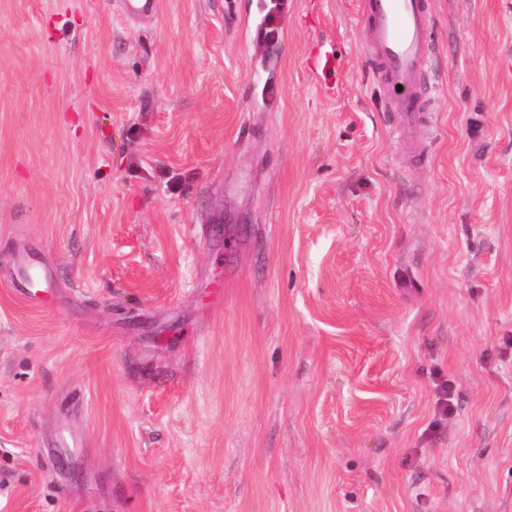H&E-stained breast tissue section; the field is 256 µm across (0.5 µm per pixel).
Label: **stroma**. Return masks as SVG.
<instances>
[{
  "label": "stroma",
  "instance_id": "35a3bbf8",
  "mask_svg": "<svg viewBox=\"0 0 512 512\" xmlns=\"http://www.w3.org/2000/svg\"><path fill=\"white\" fill-rule=\"evenodd\" d=\"M362 3L0 0V512H512V0H430L414 167ZM122 12L131 18L155 17L160 8L159 0H121ZM266 4V13L263 20L264 36L268 40H274L279 37L281 28L279 27L280 14L282 9L281 0H269ZM14 267V281L16 286L25 296V298L36 304L44 302L43 296L49 294L48 288L53 280V271L47 267H40L36 269L30 262L27 254L20 251L13 259ZM36 280L40 287L45 286L44 289L30 288L31 282Z\"/></svg>",
  "mask_w": 512,
  "mask_h": 512
}]
</instances>
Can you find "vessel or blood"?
<instances>
[{
  "instance_id": "obj_1",
  "label": "vessel or blood",
  "mask_w": 512,
  "mask_h": 512,
  "mask_svg": "<svg viewBox=\"0 0 512 512\" xmlns=\"http://www.w3.org/2000/svg\"><path fill=\"white\" fill-rule=\"evenodd\" d=\"M160 0H121L131 18L157 16ZM360 26L373 72L386 89L384 111L394 113V132L404 150L417 149L416 129L428 118L429 101L420 93L421 74L431 48L426 0H365ZM14 281L25 298L42 303L53 280L50 268H35L25 253L13 259Z\"/></svg>"
}]
</instances>
